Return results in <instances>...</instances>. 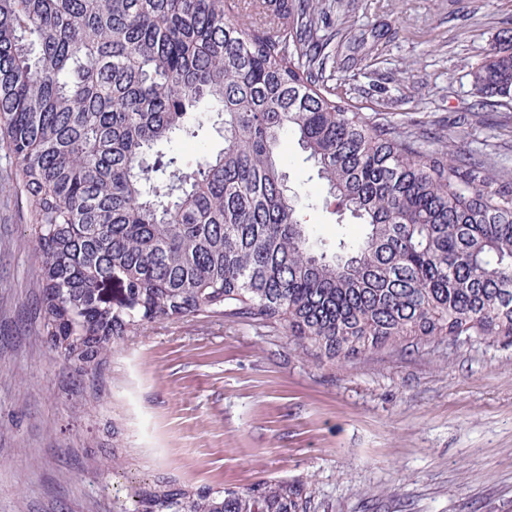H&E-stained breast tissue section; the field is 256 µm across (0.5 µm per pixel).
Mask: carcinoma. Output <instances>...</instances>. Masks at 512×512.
<instances>
[{
    "label": "carcinoma",
    "mask_w": 512,
    "mask_h": 512,
    "mask_svg": "<svg viewBox=\"0 0 512 512\" xmlns=\"http://www.w3.org/2000/svg\"><path fill=\"white\" fill-rule=\"evenodd\" d=\"M264 16L254 25L239 19ZM321 0H0V147L36 241L45 335L95 360L201 310L333 360L431 336L512 338V191L328 86ZM512 99V41L470 72ZM224 147L161 149L211 113ZM292 134L362 227L314 239L283 194ZM287 481L132 495L124 512H306Z\"/></svg>",
    "instance_id": "carcinoma-1"
}]
</instances>
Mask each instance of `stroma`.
I'll return each instance as SVG.
<instances>
[{
    "instance_id": "35a3bbf8",
    "label": "stroma",
    "mask_w": 512,
    "mask_h": 512,
    "mask_svg": "<svg viewBox=\"0 0 512 512\" xmlns=\"http://www.w3.org/2000/svg\"><path fill=\"white\" fill-rule=\"evenodd\" d=\"M323 4L337 96L512 189V101H482L470 78L512 37V0ZM277 155L315 235L334 240L313 160L290 134ZM14 177L0 152V512H117L160 481L277 480L303 485L307 512H512V340L428 337L332 361L199 311L143 323L81 373L40 332Z\"/></svg>"
}]
</instances>
